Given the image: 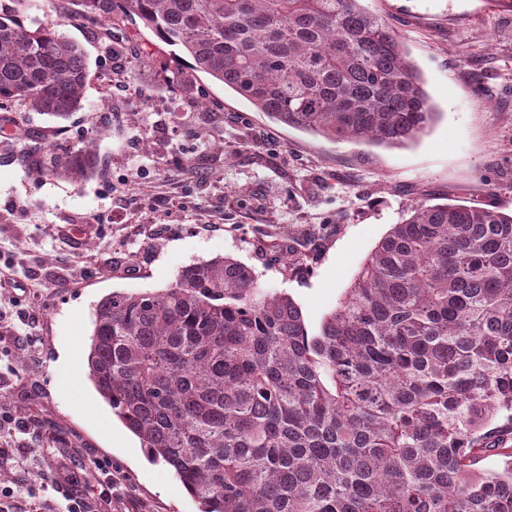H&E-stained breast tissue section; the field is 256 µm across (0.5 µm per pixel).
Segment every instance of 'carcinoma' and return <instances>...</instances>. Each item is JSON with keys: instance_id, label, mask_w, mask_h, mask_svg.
Segmentation results:
<instances>
[{"instance_id": "carcinoma-1", "label": "carcinoma", "mask_w": 512, "mask_h": 512, "mask_svg": "<svg viewBox=\"0 0 512 512\" xmlns=\"http://www.w3.org/2000/svg\"><path fill=\"white\" fill-rule=\"evenodd\" d=\"M0 3V109L82 108L84 49ZM138 21L194 91L203 73L275 123L399 147L435 119L387 23L362 0H72ZM82 181L95 139L47 147ZM87 378L199 512H512V212L409 205L318 330L231 256L94 307ZM493 457L496 464L480 463Z\"/></svg>"}]
</instances>
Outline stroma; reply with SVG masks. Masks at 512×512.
<instances>
[{"mask_svg":"<svg viewBox=\"0 0 512 512\" xmlns=\"http://www.w3.org/2000/svg\"><path fill=\"white\" fill-rule=\"evenodd\" d=\"M391 25L437 113L400 148L333 142L271 122L199 75L168 83L170 56L141 24L112 57L98 23L66 35L89 60L83 108L55 120L15 105L0 125V412L27 433L0 434L6 512H198L174 472L148 459L107 404L100 424L55 374L70 340L85 360L95 304L171 283L230 256L267 293H285L318 328L407 207L462 203L512 211V12L492 0H363ZM99 136L98 176L34 175L37 147ZM291 261H282L284 250ZM29 334L18 347L15 334ZM123 432L116 444L113 432Z\"/></svg>","mask_w":512,"mask_h":512,"instance_id":"stroma-1","label":"stroma"}]
</instances>
